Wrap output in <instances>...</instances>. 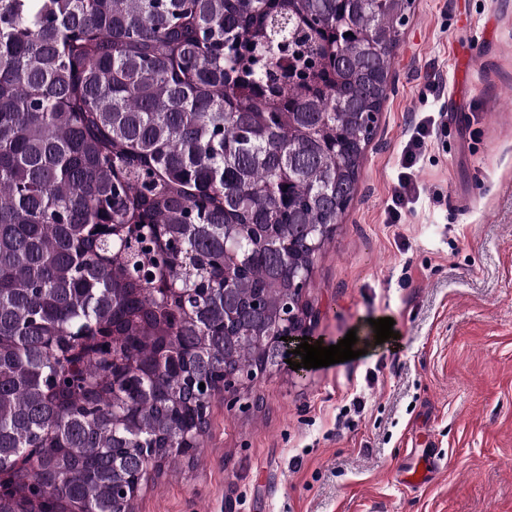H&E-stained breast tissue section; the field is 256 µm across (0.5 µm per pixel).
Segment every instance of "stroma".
<instances>
[{
    "label": "stroma",
    "instance_id": "obj_1",
    "mask_svg": "<svg viewBox=\"0 0 512 512\" xmlns=\"http://www.w3.org/2000/svg\"><path fill=\"white\" fill-rule=\"evenodd\" d=\"M443 123L389 221L402 148ZM311 333L359 358L215 396L194 460L136 512H512V0H415L358 192L302 290ZM397 339L377 343L372 320ZM360 409H352L353 397ZM438 457L420 486L409 469Z\"/></svg>",
    "mask_w": 512,
    "mask_h": 512
}]
</instances>
